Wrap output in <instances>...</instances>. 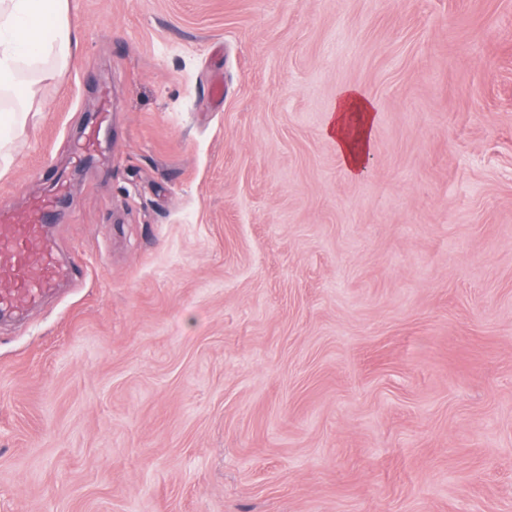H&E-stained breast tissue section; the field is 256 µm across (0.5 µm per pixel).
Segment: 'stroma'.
I'll return each instance as SVG.
<instances>
[{
  "mask_svg": "<svg viewBox=\"0 0 512 512\" xmlns=\"http://www.w3.org/2000/svg\"><path fill=\"white\" fill-rule=\"evenodd\" d=\"M70 20L0 151V203L66 183L74 267L0 323V512H512V0ZM348 86L359 177L325 134ZM376 122L375 105L359 88L348 86L338 93L326 134L335 142L342 167L349 176L359 177L363 173Z\"/></svg>",
  "mask_w": 512,
  "mask_h": 512,
  "instance_id": "obj_1",
  "label": "stroma"
}]
</instances>
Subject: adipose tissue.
<instances>
[{
  "instance_id": "1",
  "label": "adipose tissue",
  "mask_w": 512,
  "mask_h": 512,
  "mask_svg": "<svg viewBox=\"0 0 512 512\" xmlns=\"http://www.w3.org/2000/svg\"><path fill=\"white\" fill-rule=\"evenodd\" d=\"M75 43L69 0H0V97L34 98V70L47 62L69 63ZM376 122L375 105L359 88L338 93L326 134L349 176L363 173Z\"/></svg>"
}]
</instances>
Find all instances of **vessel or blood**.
I'll list each match as a JSON object with an SVG mask.
<instances>
[{
  "mask_svg": "<svg viewBox=\"0 0 512 512\" xmlns=\"http://www.w3.org/2000/svg\"><path fill=\"white\" fill-rule=\"evenodd\" d=\"M53 200L32 198L22 209L0 205V314L41 303L57 284L73 275L52 244Z\"/></svg>",
  "mask_w": 512,
  "mask_h": 512,
  "instance_id": "1",
  "label": "vessel or blood"
}]
</instances>
